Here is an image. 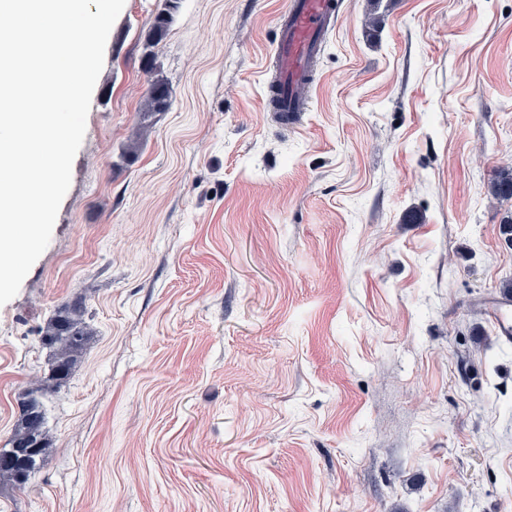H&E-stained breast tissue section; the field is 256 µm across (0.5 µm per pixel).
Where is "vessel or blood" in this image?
<instances>
[{
  "instance_id": "vessel-or-blood-1",
  "label": "vessel or blood",
  "mask_w": 512,
  "mask_h": 512,
  "mask_svg": "<svg viewBox=\"0 0 512 512\" xmlns=\"http://www.w3.org/2000/svg\"><path fill=\"white\" fill-rule=\"evenodd\" d=\"M337 8L336 0H289L274 38L275 74L281 111L309 110L316 63ZM491 315L497 335L511 341L512 298L501 297Z\"/></svg>"
}]
</instances>
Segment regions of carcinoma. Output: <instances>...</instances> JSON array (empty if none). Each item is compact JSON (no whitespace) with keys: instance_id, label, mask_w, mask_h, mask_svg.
Here are the masks:
<instances>
[{"instance_id":"carcinoma-1","label":"carcinoma","mask_w":512,"mask_h":512,"mask_svg":"<svg viewBox=\"0 0 512 512\" xmlns=\"http://www.w3.org/2000/svg\"><path fill=\"white\" fill-rule=\"evenodd\" d=\"M177 8V0H169V9L156 16L153 38L159 42L166 35L172 21V10ZM170 105V93L166 84L156 79L143 105L145 112H161ZM489 191L498 199H512V171L500 172L491 182ZM85 301L77 300L58 312L46 326L41 343L51 352V363L45 380L36 393L24 398L22 409L12 436L0 449L4 452L14 448H34L35 455L23 465L0 464V481L8 480L20 488L26 486L39 468L41 461L49 453L51 444L44 431V420L40 397L57 392L70 379L74 368L81 361L91 330L86 321Z\"/></svg>"}]
</instances>
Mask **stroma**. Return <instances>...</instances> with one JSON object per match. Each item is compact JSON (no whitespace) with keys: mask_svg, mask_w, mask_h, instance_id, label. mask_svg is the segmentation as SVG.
I'll use <instances>...</instances> for the list:
<instances>
[{"mask_svg":"<svg viewBox=\"0 0 512 512\" xmlns=\"http://www.w3.org/2000/svg\"><path fill=\"white\" fill-rule=\"evenodd\" d=\"M125 0L51 240L0 306V512H512V0H339L310 109L265 104L288 0ZM164 79L162 112H142ZM499 305L491 311L497 335L501 338L512 340V302L508 296L499 297ZM87 306L82 299L59 311L46 326L41 343L51 352V363L45 380L35 393L24 398L22 409L12 436L0 451L12 448H36V453L24 465L1 464L0 481L8 480L14 486L25 487L41 461L49 453L51 444L44 431V416L40 397L58 392L70 379L74 368L81 361L91 330L86 321ZM41 416V420L39 419ZM32 447V448H30Z\"/></svg>","mask_w":512,"mask_h":512,"instance_id":"obj_1","label":"stroma"}]
</instances>
